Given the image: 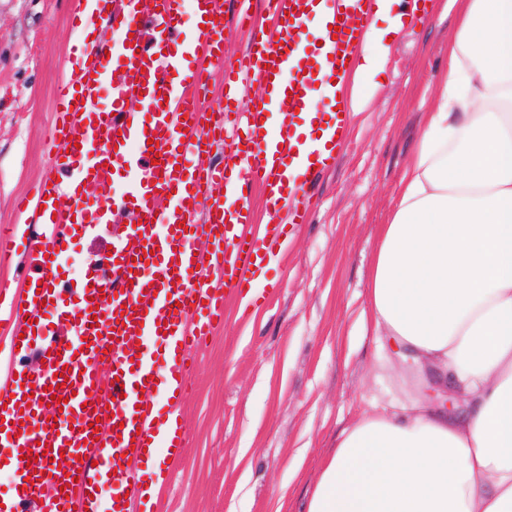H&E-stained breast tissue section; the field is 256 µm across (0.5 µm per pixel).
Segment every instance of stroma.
Segmentation results:
<instances>
[{
  "mask_svg": "<svg viewBox=\"0 0 512 512\" xmlns=\"http://www.w3.org/2000/svg\"><path fill=\"white\" fill-rule=\"evenodd\" d=\"M444 2L429 0L392 40L309 223L268 266L262 298L246 308L227 294L182 406L188 445L153 512H307L341 433L404 395L405 367L383 360L361 315L379 228L448 68L455 16ZM74 13L71 0H0V226L17 223L16 198L50 171L62 50L83 35ZM123 230L78 236L63 281L79 279Z\"/></svg>",
  "mask_w": 512,
  "mask_h": 512,
  "instance_id": "35a3bbf8",
  "label": "stroma"
}]
</instances>
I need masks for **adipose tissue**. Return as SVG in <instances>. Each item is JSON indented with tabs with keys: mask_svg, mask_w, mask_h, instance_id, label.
<instances>
[{
	"mask_svg": "<svg viewBox=\"0 0 512 512\" xmlns=\"http://www.w3.org/2000/svg\"><path fill=\"white\" fill-rule=\"evenodd\" d=\"M353 70H383L405 15ZM448 72L382 225L367 296L381 345L417 374L411 405L346 430L308 512H512V0H449Z\"/></svg>",
	"mask_w": 512,
	"mask_h": 512,
	"instance_id": "obj_1",
	"label": "adipose tissue"
}]
</instances>
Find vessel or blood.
Here are the masks:
<instances>
[{
	"instance_id": "b4317fda",
	"label": "vessel or blood",
	"mask_w": 512,
	"mask_h": 512,
	"mask_svg": "<svg viewBox=\"0 0 512 512\" xmlns=\"http://www.w3.org/2000/svg\"><path fill=\"white\" fill-rule=\"evenodd\" d=\"M372 0H267L271 25L240 22L250 40L226 74L232 102L253 84L266 86L246 112L207 97L214 68L224 64V0H193L196 23L181 35L180 0H95L78 11L94 37L65 46L82 60L56 88L52 171L18 203L43 210L24 230L32 257L31 296L0 307L13 325L12 347L39 342L35 372L0 373V458L13 487L0 512H100L98 495L113 480L111 512H145L152 480L140 464L156 449L178 460L186 446L179 409L191 388L193 353L224 320V294L249 293L265 262L297 225L307 223L316 181L336 162L337 142L307 145L298 120L345 77L371 23ZM330 10L321 47L308 23ZM138 101L148 123L128 110ZM277 118L276 133L264 124ZM227 147L226 160L197 164ZM130 179L118 198L106 188L116 169ZM259 184L274 223L251 226L244 187ZM127 215L126 234L71 290L57 282L72 238L87 225ZM205 238L210 248L195 243ZM224 279L223 290L210 286ZM162 393L164 407L151 400ZM35 463H25V455ZM67 458L65 468L55 459Z\"/></svg>"
}]
</instances>
